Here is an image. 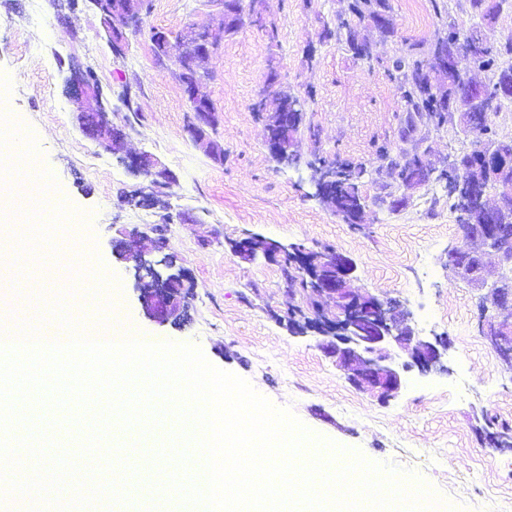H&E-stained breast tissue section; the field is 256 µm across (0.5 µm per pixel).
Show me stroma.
Returning <instances> with one entry per match:
<instances>
[{
  "mask_svg": "<svg viewBox=\"0 0 512 512\" xmlns=\"http://www.w3.org/2000/svg\"><path fill=\"white\" fill-rule=\"evenodd\" d=\"M349 4L266 0L277 42L249 23L225 38L206 64L210 78L202 88L216 108L220 163L191 142L182 89L170 67L154 61L149 41L133 36L125 56H114L98 36V17L82 5L62 19L49 0H0V108L39 132L38 152L58 192L88 215L72 234V247L97 253L104 274L119 284L116 301L145 334L199 345L212 365L249 380L316 434L416 472L457 512H512V450L491 448L475 420L485 413L512 425V370L479 332L478 291L448 273V252L461 237L447 193L427 184L393 212L377 200L387 175L365 179L363 211L353 225L316 196L305 166L320 155L372 168L378 147L396 153L418 145L431 147L443 165L468 149L457 125L421 123L402 137L404 103L385 62L406 42L429 49L446 20L464 28L481 20L466 0H389L392 32L366 31V61L345 42L319 37L323 26L347 16ZM219 11L213 0H152L143 26L174 36L190 24L217 23ZM75 61L92 68L113 94L130 91L139 120L128 147L153 153L176 178L165 208L131 204L142 177L81 131L64 91ZM272 66L279 89L305 101L298 167L273 161L264 121L253 110ZM165 214L164 253L195 284L190 315L176 324L146 314L132 266L113 254L123 232L160 223ZM248 233L349 258L352 287L397 301L411 312L419 335L447 337V372L405 373L399 395L387 403L355 388L321 351L320 336L289 328L295 300L279 267L260 256L245 262L233 255L231 242ZM191 468L165 462L153 486L133 471L125 478L133 493L111 512H151L157 484Z\"/></svg>",
  "mask_w": 512,
  "mask_h": 512,
  "instance_id": "35a3bbf8",
  "label": "stroma"
}]
</instances>
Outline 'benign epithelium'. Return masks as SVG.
<instances>
[{"label": "benign epithelium", "mask_w": 512, "mask_h": 512, "mask_svg": "<svg viewBox=\"0 0 512 512\" xmlns=\"http://www.w3.org/2000/svg\"><path fill=\"white\" fill-rule=\"evenodd\" d=\"M265 0H251L250 12L244 13L241 0H221L222 22L217 26L191 24L182 34L184 47L179 51L177 76L183 93L190 105L191 117L187 132L191 140L201 148H207L208 130L217 122L216 114L209 106L208 99L201 94L203 83L202 65L216 51L225 29L240 28L245 23L258 24L262 20V6ZM102 26L108 30V45L116 56L124 54L129 37L139 34L142 27V12L137 0H112V9L102 17ZM488 42L484 30L474 34V39H460L450 51L432 58L431 73L441 76L457 73L462 64L478 45ZM170 57V39L166 31L154 30L153 58L163 64ZM277 73L270 70L268 84L261 103L266 105L274 99L280 100L274 113L272 126L267 132L266 143L271 157L283 166L298 165L300 157L295 151L296 135L304 102L289 96L281 97L275 89ZM67 94L79 104V115L83 117V130L93 134L92 140L118 156L120 162L130 171L142 176L146 184L133 198L135 205L155 208L161 204L163 189L175 183V176L164 167L158 158L148 152H129L126 149V132L112 124V107L100 98L98 85L89 80L87 69H78L66 79ZM443 108L453 112H490L497 99L490 98L483 88L472 91L462 99L458 96H443ZM316 193L328 205H333L336 189V166L318 168L307 164ZM422 172L404 182V193L400 204L409 199V192L429 183L436 168L423 155L415 164ZM464 196V207L471 202H482L486 198L484 189L477 182H458ZM469 214L461 213L464 224L459 226L461 244L448 252V270L452 275L480 291L482 303L499 304L497 317L482 318L479 322L481 334L496 352L502 364L512 368V302L502 297L501 283L487 285L483 273L484 257L490 252L502 256L505 245L498 232L486 224L468 223ZM165 235L162 227L147 224L145 229L134 228L126 234L116 249V257L133 264L135 288L146 312L161 322H176L187 313L190 304L191 284L183 271L162 276L153 263L145 259L150 251L164 249ZM232 252L241 259L251 260L261 254L270 262L292 260L295 275L312 285L314 297H327L333 301L331 317L323 313L306 318L303 329L314 331L325 337L320 343L322 352L335 359L336 366L348 372L351 383L369 390L381 401L398 396L403 373L417 369L422 375L448 371L442 364L443 352L448 350V341L441 336L428 340L412 329L409 324L410 312L400 309L392 300L380 299L350 287L353 267L347 257L328 249L308 252L298 244H283L257 234H249L231 245ZM403 351L408 360L397 363L394 349ZM485 441L496 449H512V439L485 422L481 427Z\"/></svg>", "instance_id": "1"}]
</instances>
